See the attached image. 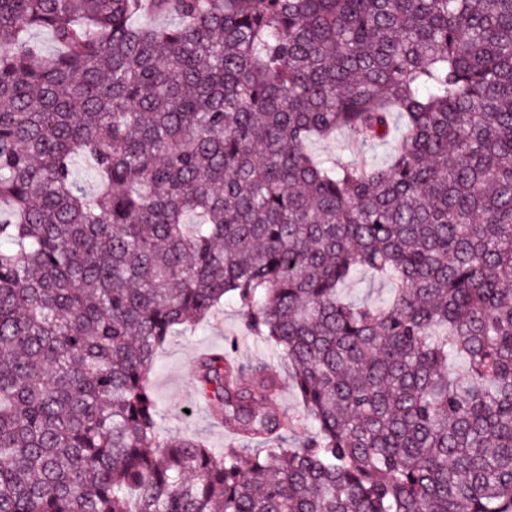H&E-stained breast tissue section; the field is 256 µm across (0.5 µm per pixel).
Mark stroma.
Wrapping results in <instances>:
<instances>
[{
  "instance_id": "stroma-1",
  "label": "stroma",
  "mask_w": 512,
  "mask_h": 512,
  "mask_svg": "<svg viewBox=\"0 0 512 512\" xmlns=\"http://www.w3.org/2000/svg\"><path fill=\"white\" fill-rule=\"evenodd\" d=\"M232 340L237 343L240 361H264L282 377V390L276 407L285 412L292 422L287 433L288 441L296 445L306 440L311 428L303 416L299 396L287 378L283 359L245 329L237 306L229 301L225 302L223 311L217 312L208 323L195 331L171 337L158 350L150 385L163 414L159 436L164 438L186 432L202 437L214 448L234 446V439L226 435L199 404L194 382L198 358L203 353L224 349Z\"/></svg>"
}]
</instances>
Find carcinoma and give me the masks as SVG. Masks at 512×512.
<instances>
[{
    "label": "carcinoma",
    "instance_id": "cac0c4a2",
    "mask_svg": "<svg viewBox=\"0 0 512 512\" xmlns=\"http://www.w3.org/2000/svg\"><path fill=\"white\" fill-rule=\"evenodd\" d=\"M342 129L389 158L322 164ZM227 299L296 448L233 344L237 446L158 437ZM0 512H512V0H0ZM392 292V284L385 279L360 271L342 288V296L354 303L386 301ZM230 340L237 341L236 356L240 361H264L280 375L282 390L275 405L292 422V429L286 433L289 444L297 445L306 440L311 428L303 416L299 396L288 380L284 360L245 329L237 306L230 301L224 302V310L217 312L208 323L195 331L172 336L158 350L150 385L163 414L158 429L160 438L186 432L202 437L212 448L236 445L199 404L194 382L198 358L209 351L224 350ZM184 409H189L190 413H185Z\"/></svg>",
    "mask_w": 512,
    "mask_h": 512
}]
</instances>
